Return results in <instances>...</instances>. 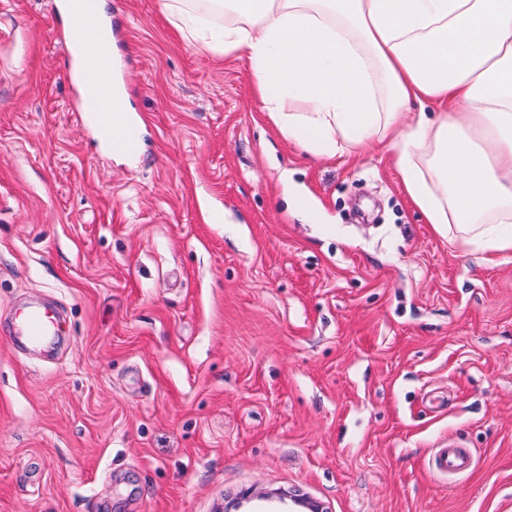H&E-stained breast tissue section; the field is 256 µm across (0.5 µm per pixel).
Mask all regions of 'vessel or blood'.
<instances>
[{
	"mask_svg": "<svg viewBox=\"0 0 512 512\" xmlns=\"http://www.w3.org/2000/svg\"><path fill=\"white\" fill-rule=\"evenodd\" d=\"M80 78L82 94L80 111L91 112L95 118V130L104 141L115 142L116 146L132 150L137 144L138 135L134 129H126L122 137L113 138V117L115 113L126 111L125 101L115 97H103L102 91L112 79V72L107 65L99 45H86L81 58ZM15 332L19 340L33 346L49 343L55 334V322L52 315L44 309H29L15 319ZM441 472L457 474L469 469L471 461L455 447L445 448L436 458Z\"/></svg>",
	"mask_w": 512,
	"mask_h": 512,
	"instance_id": "b4317fda",
	"label": "vessel or blood"
}]
</instances>
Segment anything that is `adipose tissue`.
I'll return each mask as SVG.
<instances>
[{
    "mask_svg": "<svg viewBox=\"0 0 512 512\" xmlns=\"http://www.w3.org/2000/svg\"><path fill=\"white\" fill-rule=\"evenodd\" d=\"M83 7L72 55L102 34ZM173 25L246 54L263 109L307 155L385 145L438 233L512 260V0H164Z\"/></svg>",
    "mask_w": 512,
    "mask_h": 512,
    "instance_id": "ef3b65f1",
    "label": "adipose tissue"
}]
</instances>
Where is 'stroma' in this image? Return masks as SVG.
I'll return each mask as SVG.
<instances>
[{
	"label": "stroma",
	"instance_id": "35a3bbf8",
	"mask_svg": "<svg viewBox=\"0 0 512 512\" xmlns=\"http://www.w3.org/2000/svg\"><path fill=\"white\" fill-rule=\"evenodd\" d=\"M107 3L125 162L57 0H0V512H512V262L427 224L386 147L302 153L160 0ZM37 304L43 354L9 334ZM280 180L284 187V197L290 207L297 214L303 216L308 221L315 218V210L310 206L304 196L295 192L290 186L288 181V174L281 175ZM436 463L441 472L448 474L465 472L471 465L470 458L452 446H448L438 454Z\"/></svg>",
	"mask_w": 512,
	"mask_h": 512
}]
</instances>
